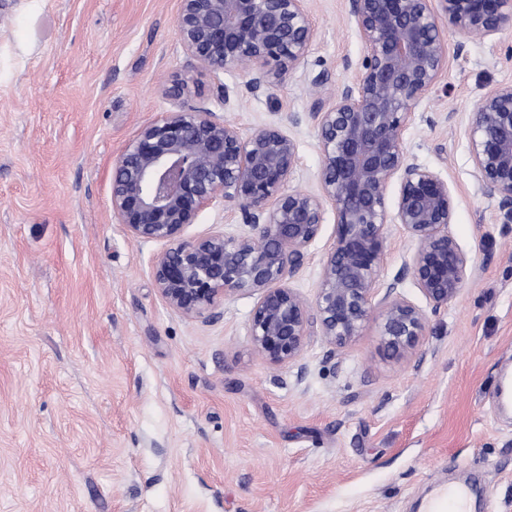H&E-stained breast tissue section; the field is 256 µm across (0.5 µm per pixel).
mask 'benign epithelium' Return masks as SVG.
<instances>
[{
    "label": "benign epithelium",
    "instance_id": "benign-epithelium-1",
    "mask_svg": "<svg viewBox=\"0 0 512 512\" xmlns=\"http://www.w3.org/2000/svg\"><path fill=\"white\" fill-rule=\"evenodd\" d=\"M349 13L362 58L353 78L311 113L319 132V192L288 188L298 144L281 126L261 124L245 135L200 107L141 126L112 176L117 223L133 240L164 246L152 277L167 307L210 321L226 298L256 295L248 328L253 353L271 366L297 368L299 380L313 325L333 356L376 316L383 349L407 362L427 335L428 312L455 302L472 279V258L449 230L448 180L407 155L404 132L448 67L445 31L475 41L512 31V0H349ZM176 28L186 68L219 81L226 106L238 92L220 82L224 72L244 66L248 91L274 88L306 64L317 38L308 0H180ZM466 135L477 190L497 198L511 224L512 84L483 96L467 117ZM218 202L238 207L248 230L185 238V228ZM328 205L334 239L310 303L288 279ZM390 224L415 248L402 272L382 285ZM408 274L427 308L401 291Z\"/></svg>",
    "mask_w": 512,
    "mask_h": 512
}]
</instances>
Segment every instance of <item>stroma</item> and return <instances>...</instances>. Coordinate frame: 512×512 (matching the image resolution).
Listing matches in <instances>:
<instances>
[{"mask_svg": "<svg viewBox=\"0 0 512 512\" xmlns=\"http://www.w3.org/2000/svg\"><path fill=\"white\" fill-rule=\"evenodd\" d=\"M180 0H0V512H423L451 483L471 512H512V223L477 192L465 119L512 83V31L447 33L448 68L404 133L447 177L449 229L476 266L429 319L419 363L389 358L377 322L335 356L309 339L304 380L251 351L256 295L203 323L171 311L152 277L161 244L112 216L115 162L138 129L204 107L243 132L286 126L315 192L310 74L336 91L362 57L348 0H310L304 67L224 106L187 71ZM190 91L165 94L174 79ZM454 121H447L448 113ZM326 210L288 280L313 300L334 238Z\"/></svg>", "mask_w": 512, "mask_h": 512, "instance_id": "35a3bbf8", "label": "stroma"}]
</instances>
